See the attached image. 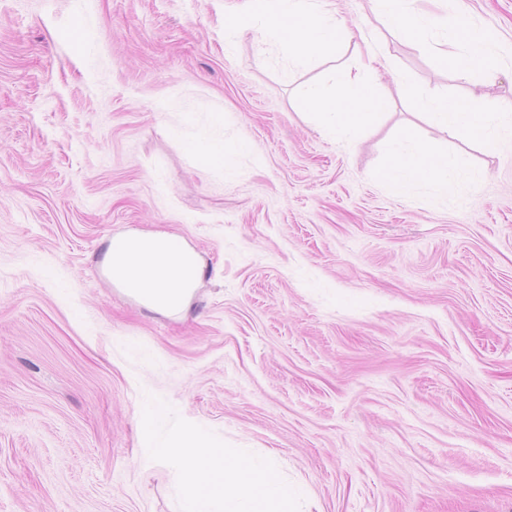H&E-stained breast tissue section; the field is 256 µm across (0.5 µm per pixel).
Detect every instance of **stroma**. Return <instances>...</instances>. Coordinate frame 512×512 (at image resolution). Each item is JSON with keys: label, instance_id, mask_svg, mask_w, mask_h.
Listing matches in <instances>:
<instances>
[{"label": "stroma", "instance_id": "1", "mask_svg": "<svg viewBox=\"0 0 512 512\" xmlns=\"http://www.w3.org/2000/svg\"><path fill=\"white\" fill-rule=\"evenodd\" d=\"M333 3L392 67L349 148L296 95L354 45L288 78L247 24L227 54L248 0H0V512H183L149 399L167 433L268 457L304 512H512V141L415 114L512 100V0H464L461 29L495 45L469 83L460 48ZM204 131L227 163L195 151ZM404 134L483 178L398 194L382 172ZM131 231L200 253L187 313L103 277Z\"/></svg>", "mask_w": 512, "mask_h": 512}]
</instances>
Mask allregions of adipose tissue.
I'll return each instance as SVG.
<instances>
[{
  "label": "adipose tissue",
  "mask_w": 512,
  "mask_h": 512,
  "mask_svg": "<svg viewBox=\"0 0 512 512\" xmlns=\"http://www.w3.org/2000/svg\"><path fill=\"white\" fill-rule=\"evenodd\" d=\"M377 18L396 15L408 18L419 33L438 31L446 44L466 42L462 75L482 65L492 47L484 32L461 38L455 22L456 0H447L444 16L418 9L417 0H372ZM423 115L435 128L445 132L469 130L486 144H494L502 124L512 125V108L485 111L480 99L459 105L445 96L419 100ZM390 162L383 176L401 195H408L422 180L441 187L465 190L479 177L465 161L447 155L430 154L426 144L409 136L388 145ZM115 271L118 287L132 285V294L148 309L162 314H179L191 305L204 274L198 251L180 237L166 232H130L114 236L103 262ZM158 432L156 458L174 461L179 491L189 512H299L303 490L288 487L271 462L254 457L240 462L215 443L195 422L186 423L182 437L166 434L162 420H155Z\"/></svg>",
  "instance_id": "adipose-tissue-1"
}]
</instances>
